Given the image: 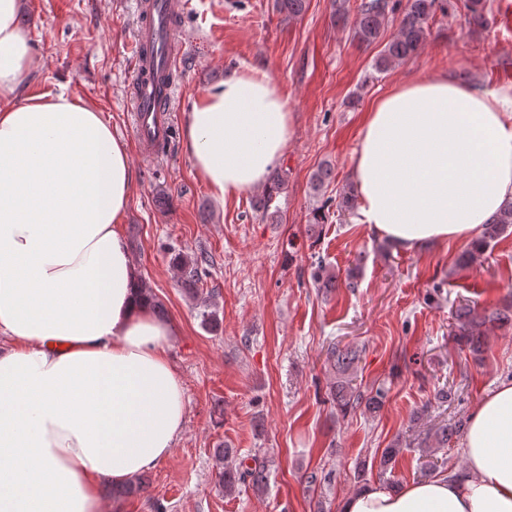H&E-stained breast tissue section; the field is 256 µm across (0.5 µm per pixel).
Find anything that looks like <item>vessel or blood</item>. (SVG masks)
Listing matches in <instances>:
<instances>
[{
	"label": "vessel or blood",
	"instance_id": "vessel-or-blood-1",
	"mask_svg": "<svg viewBox=\"0 0 512 512\" xmlns=\"http://www.w3.org/2000/svg\"><path fill=\"white\" fill-rule=\"evenodd\" d=\"M137 26L133 37V121L130 130L149 152L165 144L169 133L172 86L179 47L175 20L180 0H134Z\"/></svg>",
	"mask_w": 512,
	"mask_h": 512
}]
</instances>
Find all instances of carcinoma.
<instances>
[{
  "instance_id": "carcinoma-1",
  "label": "carcinoma",
  "mask_w": 512,
  "mask_h": 512,
  "mask_svg": "<svg viewBox=\"0 0 512 512\" xmlns=\"http://www.w3.org/2000/svg\"><path fill=\"white\" fill-rule=\"evenodd\" d=\"M460 8L467 16L468 23L480 26L485 22L483 0H457ZM448 10V0H360L356 18L351 28L352 39L363 45L379 42L389 23L395 15H401L397 33L384 44L383 49L373 61V70L382 74L393 65L412 57L426 40L428 22L436 11ZM284 179L279 170L271 172L263 197L258 208L268 212L271 204L281 192ZM355 205L354 189L350 188L339 197L337 203L332 199L325 200L312 212V225L319 227L329 221L331 207L339 211H350ZM512 229V200L506 201L502 208L487 222L482 224V233L478 246L462 254L457 266L463 268L475 259L476 254L483 252L498 242L502 236ZM172 264L176 270L181 286L192 297L199 295V282L207 275V258L188 257L181 252H172ZM137 286L141 298L159 315L165 313L163 304L158 300L153 289L145 279L137 278ZM201 326L213 332L219 326V316L211 304L203 305L198 312ZM512 324V303L500 308L477 312L468 304L461 305L455 313L452 335L468 349L474 360H481L484 353L485 337L494 328H503ZM359 359L358 350L350 346H340L332 342L325 352V363L335 374L328 386V399L336 405V411L342 415L360 410L370 415L377 414L384 405L387 390L378 386L369 391H362L356 386V364ZM215 458L224 462V468L218 472V485L224 492L232 493L240 485H250L262 490L267 484V461L253 455V464L243 461L236 465L228 463L233 449L220 447L214 449ZM146 490V481L141 476L130 479L126 484L110 488L112 498L123 499L137 496Z\"/></svg>"
}]
</instances>
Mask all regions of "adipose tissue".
<instances>
[{"mask_svg":"<svg viewBox=\"0 0 512 512\" xmlns=\"http://www.w3.org/2000/svg\"><path fill=\"white\" fill-rule=\"evenodd\" d=\"M19 0H0V512H102L172 452L187 414L174 329L139 297L119 226L127 146L66 87L29 94ZM288 101L257 70L193 101L185 151L210 189L263 184L293 134ZM351 177L358 221L407 250L475 242L512 198V89L445 75L402 84L366 113ZM463 470L369 486L340 512H512V381L470 413Z\"/></svg>","mask_w":512,"mask_h":512,"instance_id":"obj_1","label":"adipose tissue"}]
</instances>
